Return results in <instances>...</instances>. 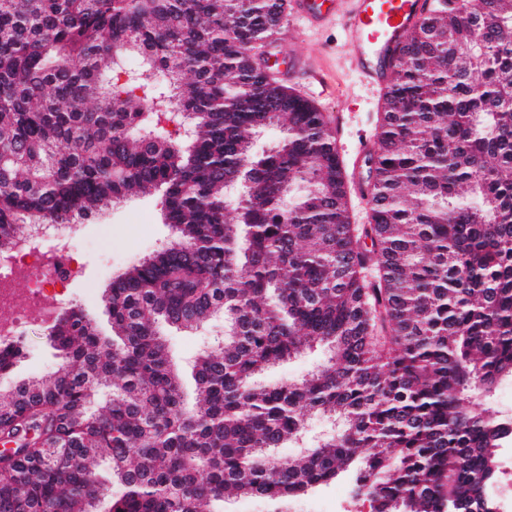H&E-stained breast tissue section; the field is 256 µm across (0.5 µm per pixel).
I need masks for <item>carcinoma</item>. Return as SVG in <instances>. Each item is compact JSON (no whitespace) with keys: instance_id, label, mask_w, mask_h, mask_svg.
Here are the masks:
<instances>
[{"instance_id":"cac0c4a2","label":"carcinoma","mask_w":512,"mask_h":512,"mask_svg":"<svg viewBox=\"0 0 512 512\" xmlns=\"http://www.w3.org/2000/svg\"><path fill=\"white\" fill-rule=\"evenodd\" d=\"M286 21L287 0H0V250L160 190L176 234L104 290L112 337L74 306L44 327L62 368L0 391V512H284L338 477L371 512H493L512 418L469 399L512 377V0H437L409 37L362 226L336 132L253 53ZM218 312L189 408L156 325ZM314 342L310 377L254 382ZM310 414L344 429L267 464Z\"/></svg>"}]
</instances>
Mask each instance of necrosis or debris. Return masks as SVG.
<instances>
[{
	"instance_id": "4bbe7bcc",
	"label": "necrosis or debris",
	"mask_w": 512,
	"mask_h": 512,
	"mask_svg": "<svg viewBox=\"0 0 512 512\" xmlns=\"http://www.w3.org/2000/svg\"><path fill=\"white\" fill-rule=\"evenodd\" d=\"M78 230L75 220L25 227L0 258V347L22 340L29 323H51L60 312L58 289L79 274Z\"/></svg>"
}]
</instances>
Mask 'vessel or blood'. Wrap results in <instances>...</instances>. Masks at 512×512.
Segmentation results:
<instances>
[{
    "label": "vessel or blood",
    "instance_id": "obj_1",
    "mask_svg": "<svg viewBox=\"0 0 512 512\" xmlns=\"http://www.w3.org/2000/svg\"><path fill=\"white\" fill-rule=\"evenodd\" d=\"M432 8V0H288L293 19L317 23L324 18L343 14L346 39L355 48V69L379 86H387L392 63L402 53L410 34ZM261 58L285 62L279 71L281 80L299 74L304 56L280 30L269 41ZM375 150L374 143L363 144L346 179V188L367 195L371 186L363 176V167Z\"/></svg>",
    "mask_w": 512,
    "mask_h": 512
}]
</instances>
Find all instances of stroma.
<instances>
[{"mask_svg":"<svg viewBox=\"0 0 512 512\" xmlns=\"http://www.w3.org/2000/svg\"><path fill=\"white\" fill-rule=\"evenodd\" d=\"M288 31L309 59L307 70L300 75L295 91L314 100L322 111L339 117V143L353 149L364 138L373 137L379 97L365 85L351 68L352 50L345 43L343 21L330 17L312 25L288 21ZM81 233L85 251L81 257L82 275L68 293L75 305L81 306L97 323L100 334L112 333L105 312L103 293L119 272L144 258L173 237L170 225L162 216V199L157 195L129 198L108 208L102 214L82 221ZM224 331L223 316H215L193 331L162 327L171 358L178 367L187 406L196 403L193 363L206 349L212 337ZM25 350L5 378L13 386L29 377L61 368L63 360L40 326H28ZM327 348L313 344L300 356L272 367L258 376L261 384L282 379L301 380L309 377L328 359ZM288 512H369L368 502L352 498L347 480L308 492L290 502Z\"/></svg>","mask_w":512,"mask_h":512,"instance_id":"stroma-1","label":"stroma"}]
</instances>
